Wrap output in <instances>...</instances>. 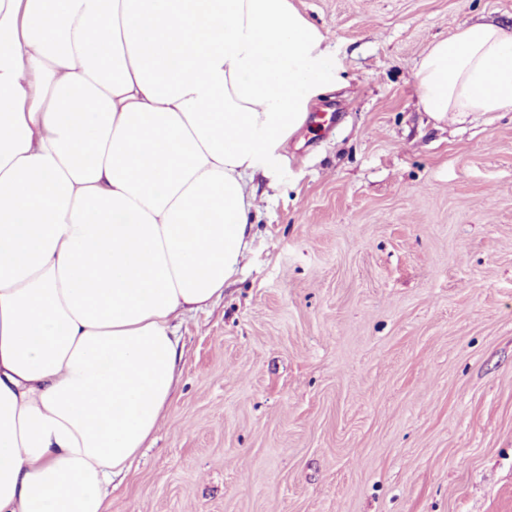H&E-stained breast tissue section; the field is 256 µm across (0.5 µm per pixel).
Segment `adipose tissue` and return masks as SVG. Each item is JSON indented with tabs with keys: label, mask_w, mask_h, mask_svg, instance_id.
I'll return each mask as SVG.
<instances>
[{
	"label": "adipose tissue",
	"mask_w": 512,
	"mask_h": 512,
	"mask_svg": "<svg viewBox=\"0 0 512 512\" xmlns=\"http://www.w3.org/2000/svg\"><path fill=\"white\" fill-rule=\"evenodd\" d=\"M439 122L512 112V29L436 40ZM342 82L292 0H0V512H104L241 271L256 173Z\"/></svg>",
	"instance_id": "ef3b65f1"
}]
</instances>
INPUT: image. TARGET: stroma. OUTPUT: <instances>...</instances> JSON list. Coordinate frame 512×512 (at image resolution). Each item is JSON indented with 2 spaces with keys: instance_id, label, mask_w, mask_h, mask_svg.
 <instances>
[{
  "instance_id": "stroma-1",
  "label": "stroma",
  "mask_w": 512,
  "mask_h": 512,
  "mask_svg": "<svg viewBox=\"0 0 512 512\" xmlns=\"http://www.w3.org/2000/svg\"><path fill=\"white\" fill-rule=\"evenodd\" d=\"M344 84L243 270L180 319L179 378L108 512H512V112L436 122L415 72L512 0H292Z\"/></svg>"
}]
</instances>
